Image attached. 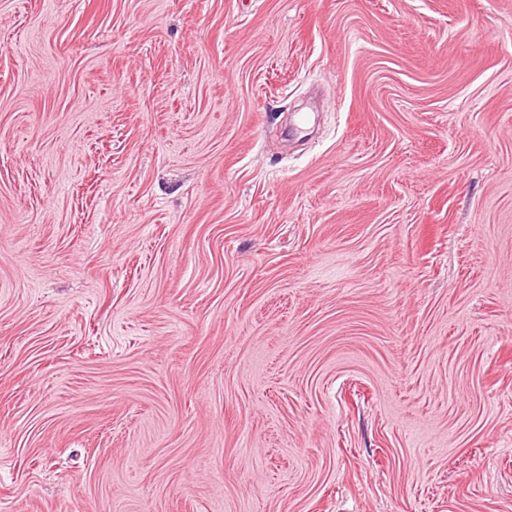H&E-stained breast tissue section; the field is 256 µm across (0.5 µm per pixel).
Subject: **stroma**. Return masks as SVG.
<instances>
[{"label": "stroma", "instance_id": "35a3bbf8", "mask_svg": "<svg viewBox=\"0 0 512 512\" xmlns=\"http://www.w3.org/2000/svg\"><path fill=\"white\" fill-rule=\"evenodd\" d=\"M0 512H512V0H0Z\"/></svg>", "mask_w": 512, "mask_h": 512}]
</instances>
